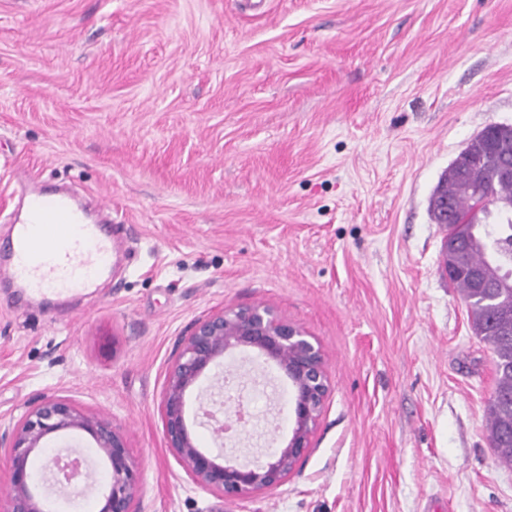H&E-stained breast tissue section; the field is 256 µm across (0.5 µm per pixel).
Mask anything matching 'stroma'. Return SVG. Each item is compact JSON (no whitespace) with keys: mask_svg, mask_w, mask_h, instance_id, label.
Wrapping results in <instances>:
<instances>
[{"mask_svg":"<svg viewBox=\"0 0 512 512\" xmlns=\"http://www.w3.org/2000/svg\"><path fill=\"white\" fill-rule=\"evenodd\" d=\"M512 124V0H0V245L19 189L102 199L110 278L35 305L0 281V420L58 396L102 414L141 468L139 512H512L488 441L494 354L443 272L429 199L485 127ZM266 305L322 346L331 390L279 486H194L160 405L180 336ZM274 390L226 438H288L289 383L249 351L226 374ZM76 448L48 436L35 457Z\"/></svg>","mask_w":512,"mask_h":512,"instance_id":"1","label":"stroma"}]
</instances>
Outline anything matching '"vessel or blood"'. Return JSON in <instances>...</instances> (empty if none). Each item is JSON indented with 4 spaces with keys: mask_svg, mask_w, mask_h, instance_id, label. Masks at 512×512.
Returning <instances> with one entry per match:
<instances>
[{
    "mask_svg": "<svg viewBox=\"0 0 512 512\" xmlns=\"http://www.w3.org/2000/svg\"><path fill=\"white\" fill-rule=\"evenodd\" d=\"M5 252L0 270L35 303L80 293L112 268V240L101 224L66 189L37 183L24 193Z\"/></svg>",
    "mask_w": 512,
    "mask_h": 512,
    "instance_id": "1",
    "label": "vessel or blood"
}]
</instances>
